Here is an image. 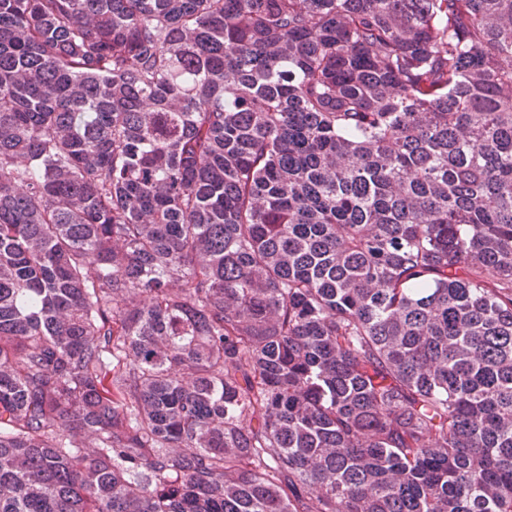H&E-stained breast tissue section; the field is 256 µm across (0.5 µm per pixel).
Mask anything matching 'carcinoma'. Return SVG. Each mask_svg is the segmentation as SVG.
<instances>
[{"label": "carcinoma", "mask_w": 512, "mask_h": 512, "mask_svg": "<svg viewBox=\"0 0 512 512\" xmlns=\"http://www.w3.org/2000/svg\"><path fill=\"white\" fill-rule=\"evenodd\" d=\"M0 512H512V0H0Z\"/></svg>", "instance_id": "carcinoma-1"}]
</instances>
